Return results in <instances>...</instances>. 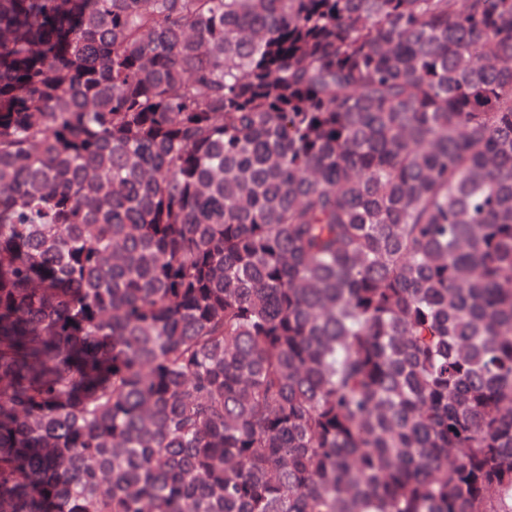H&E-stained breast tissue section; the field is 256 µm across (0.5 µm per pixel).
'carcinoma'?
<instances>
[{
  "label": "carcinoma",
  "mask_w": 512,
  "mask_h": 512,
  "mask_svg": "<svg viewBox=\"0 0 512 512\" xmlns=\"http://www.w3.org/2000/svg\"><path fill=\"white\" fill-rule=\"evenodd\" d=\"M0 512H512V0H0Z\"/></svg>",
  "instance_id": "obj_1"
}]
</instances>
